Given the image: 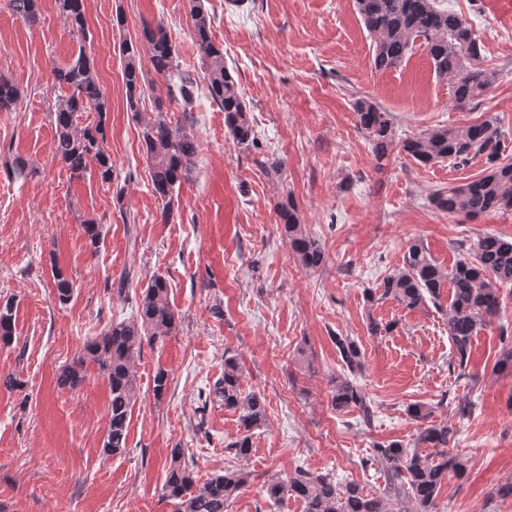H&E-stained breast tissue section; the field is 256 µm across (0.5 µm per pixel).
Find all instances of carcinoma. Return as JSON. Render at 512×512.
Listing matches in <instances>:
<instances>
[{
    "label": "carcinoma",
    "instance_id": "obj_1",
    "mask_svg": "<svg viewBox=\"0 0 512 512\" xmlns=\"http://www.w3.org/2000/svg\"><path fill=\"white\" fill-rule=\"evenodd\" d=\"M12 12L28 25L41 20L40 0H9ZM192 35L197 45L200 69L210 98L224 111V124L239 146H252L254 128L237 83L224 60V48L211 36L212 22L203 0H189ZM366 30L374 37L372 63L387 71L400 67L411 55L416 43L425 45L434 74L448 82L452 102L465 110L484 96L496 80V74L479 65L481 40L471 23L461 14L452 13L438 0H355ZM59 12L72 29L86 35L84 0H58ZM124 78L129 111L140 114L139 104L144 84L139 60L147 54L154 71L167 80L171 98L188 106L198 86L184 79L172 37L162 24L145 26L142 45L125 44ZM55 78L68 94L58 99L52 111L54 158L67 169L71 178L79 179L89 163L97 167L103 184L112 182V156L106 148V122L111 102L104 91L93 59L84 48L64 65L55 68ZM22 98L19 85L0 74V112H12ZM353 110L357 128L372 142L377 161H382L395 141L394 122L389 112L365 97L355 99ZM94 112L97 123L81 125L80 114ZM141 143L150 170L153 192L163 202V214H171L176 188L189 180L195 169L198 144L184 127H175L163 104L155 112L140 118ZM504 132L495 118L480 123L439 127L402 140V150L417 164L434 165L446 160L464 164L483 155L489 167L469 183L440 191L433 197L436 207L450 214L476 217L491 211L512 210V162L500 158ZM283 235L292 252L306 269L317 270L325 262L319 240L301 223L291 199L278 204ZM83 230L90 251L95 253L101 240V225L94 218L83 220ZM462 258L451 269L436 263L419 243L409 246L403 266L384 277L379 289L366 290V301L373 304L391 299L408 310L439 305L443 291H449L445 317L454 358L460 370L470 359L473 338L485 321L498 310L500 291L512 288V239L484 233L467 245H459ZM54 293L59 304H66L73 283L63 270L52 269ZM139 317L115 322L101 335L88 341L83 355L65 366L58 374L57 386L75 390L94 366L108 387V425L103 448L116 454L125 446L129 417L136 398V360L143 341L156 343L171 335L176 325L170 304V285L157 276L145 290ZM15 309L13 300L0 301V345L14 340ZM336 348L348 374L331 380L330 401L338 411L357 408L364 422L373 417L372 405L362 388L350 376L361 371L362 351L348 337H335ZM495 370L512 373V336H501ZM242 370L238 359L224 357V374L213 383L209 395L238 413L241 433L228 447L243 459L252 450V430L266 421V403L259 392L242 390ZM420 427L416 443L408 448L401 442H375L365 464L384 481L378 496L365 493L351 480L338 483L328 472L297 468L291 476L268 484L269 499L280 501L297 498L305 512H438L437 499L448 473L466 475L467 461L448 451L454 436L446 423L431 421L432 409L416 404L408 409ZM428 452L423 453L421 449ZM182 448H173L164 481V496L174 505V512H227L229 503L250 480L251 474L241 467L227 468L204 483L196 480L184 458Z\"/></svg>",
    "mask_w": 512,
    "mask_h": 512
}]
</instances>
